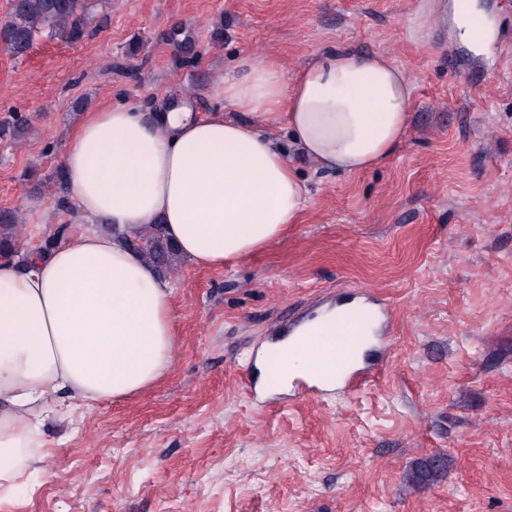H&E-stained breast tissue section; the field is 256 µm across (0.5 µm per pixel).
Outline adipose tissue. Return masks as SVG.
Returning a JSON list of instances; mask_svg holds the SVG:
<instances>
[{"label":"adipose tissue","mask_w":512,"mask_h":512,"mask_svg":"<svg viewBox=\"0 0 512 512\" xmlns=\"http://www.w3.org/2000/svg\"><path fill=\"white\" fill-rule=\"evenodd\" d=\"M241 66L214 85L225 107L206 117L174 100L87 113L63 163L87 231L27 266L0 262V504L29 491L52 396H137L173 362V289L118 233L161 224L194 267L223 268L278 240L307 207L282 134L321 170L344 173L379 165L405 135L413 81L386 57L317 52L288 77L272 60ZM344 333L335 324L284 341L273 383L335 373L350 352Z\"/></svg>","instance_id":"obj_1"}]
</instances>
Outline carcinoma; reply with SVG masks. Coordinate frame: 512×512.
Masks as SVG:
<instances>
[{"label": "carcinoma", "instance_id": "cac0c4a2", "mask_svg": "<svg viewBox=\"0 0 512 512\" xmlns=\"http://www.w3.org/2000/svg\"><path fill=\"white\" fill-rule=\"evenodd\" d=\"M95 14L91 0H11L7 21L0 27V39L10 54L21 59L28 55L37 36L45 34L65 43L82 40ZM124 244L139 252L162 275L176 270L179 255L168 240L163 225L138 237H123ZM20 253V219L11 210H0V255ZM447 469L442 456H434L416 465L407 474L413 484L433 482Z\"/></svg>", "mask_w": 512, "mask_h": 512}]
</instances>
